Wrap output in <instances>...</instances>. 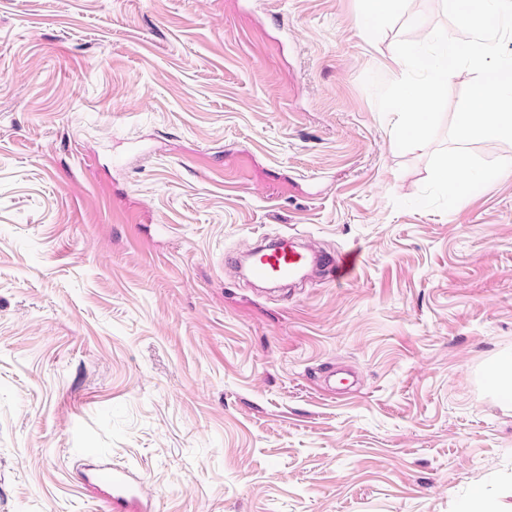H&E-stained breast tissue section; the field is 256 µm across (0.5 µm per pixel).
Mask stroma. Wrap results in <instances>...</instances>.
<instances>
[{
  "label": "stroma",
  "mask_w": 512,
  "mask_h": 512,
  "mask_svg": "<svg viewBox=\"0 0 512 512\" xmlns=\"http://www.w3.org/2000/svg\"><path fill=\"white\" fill-rule=\"evenodd\" d=\"M0 0V512H456L512 482V176L416 197L367 73L442 0ZM283 235L356 280L257 287ZM325 264L332 282L346 283L355 278L362 264V254L358 249L339 251L329 260L328 266L325 257ZM492 381L498 397L505 402H512V357L503 359L491 372ZM85 479L93 485L105 486V495L102 497V512H125L122 511L124 505L133 502L137 507L135 512H147L151 508L140 503L136 498L135 484L140 483L133 479L126 471L117 470L116 472L107 471L106 468H93L92 471L84 475Z\"/></svg>",
  "instance_id": "obj_1"
}]
</instances>
